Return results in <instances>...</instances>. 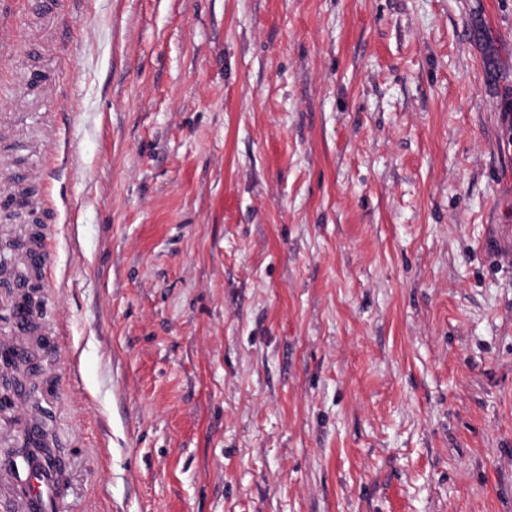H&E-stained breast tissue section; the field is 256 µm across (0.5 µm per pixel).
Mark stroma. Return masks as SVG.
Wrapping results in <instances>:
<instances>
[{
	"instance_id": "stroma-1",
	"label": "stroma",
	"mask_w": 512,
	"mask_h": 512,
	"mask_svg": "<svg viewBox=\"0 0 512 512\" xmlns=\"http://www.w3.org/2000/svg\"><path fill=\"white\" fill-rule=\"evenodd\" d=\"M6 3L60 512H512V0Z\"/></svg>"
}]
</instances>
